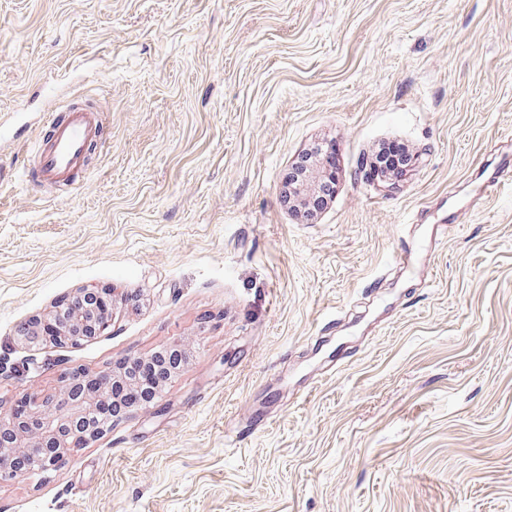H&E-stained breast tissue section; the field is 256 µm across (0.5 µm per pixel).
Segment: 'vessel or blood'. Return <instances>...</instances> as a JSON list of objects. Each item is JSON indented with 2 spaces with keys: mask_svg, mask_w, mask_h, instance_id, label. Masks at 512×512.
Returning <instances> with one entry per match:
<instances>
[{
  "mask_svg": "<svg viewBox=\"0 0 512 512\" xmlns=\"http://www.w3.org/2000/svg\"><path fill=\"white\" fill-rule=\"evenodd\" d=\"M48 137L37 138L31 147L37 165L35 169L21 168L23 181L38 179L50 185H68L72 175L85 168L89 146L107 149L102 112L71 103L64 118H49Z\"/></svg>",
  "mask_w": 512,
  "mask_h": 512,
  "instance_id": "1",
  "label": "vessel or blood"
}]
</instances>
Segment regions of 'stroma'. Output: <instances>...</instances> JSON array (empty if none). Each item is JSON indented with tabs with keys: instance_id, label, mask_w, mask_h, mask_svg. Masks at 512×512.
<instances>
[{
	"instance_id": "obj_1",
	"label": "stroma",
	"mask_w": 512,
	"mask_h": 512,
	"mask_svg": "<svg viewBox=\"0 0 512 512\" xmlns=\"http://www.w3.org/2000/svg\"><path fill=\"white\" fill-rule=\"evenodd\" d=\"M69 103L110 141L76 189L0 183V416L188 359L0 512H512V181L479 195L512 172V0H0V161ZM86 289L94 339L18 341ZM409 161V151L401 143H390L380 149L377 162L380 166L398 174ZM316 163L322 164V162L316 158L314 161H311V163L302 161V164L306 167V172L301 175L299 181L295 184L288 183L289 200L292 198L297 203V206L305 205L309 193L312 190L314 181L312 180L311 174L314 165L317 166Z\"/></svg>"
}]
</instances>
